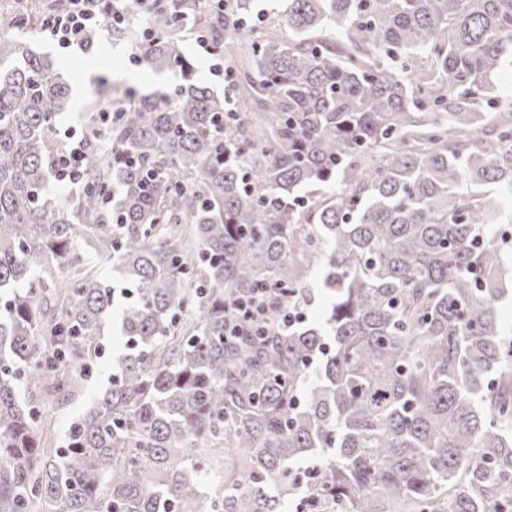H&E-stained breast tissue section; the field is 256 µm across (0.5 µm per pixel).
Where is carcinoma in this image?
Listing matches in <instances>:
<instances>
[{
    "label": "carcinoma",
    "mask_w": 512,
    "mask_h": 512,
    "mask_svg": "<svg viewBox=\"0 0 512 512\" xmlns=\"http://www.w3.org/2000/svg\"><path fill=\"white\" fill-rule=\"evenodd\" d=\"M62 2L0 25V512H512V0H182L145 60L183 83L89 108L64 197L70 86L20 35ZM188 20L237 41L222 98ZM79 238L125 353L52 448L116 298ZM208 54V56L198 45ZM184 52L187 58L194 66L193 77L199 84L209 87L218 94L224 92V68L231 66L232 61L226 56L224 57L223 48L213 44L209 38L204 35H187L184 42ZM224 62V64H223ZM213 65V66H212ZM217 77L213 75L211 68ZM222 76V77H221ZM266 298V290L257 288L246 299H242L238 303L234 302L232 308L244 325L251 329H258L266 313Z\"/></svg>",
    "instance_id": "obj_1"
}]
</instances>
